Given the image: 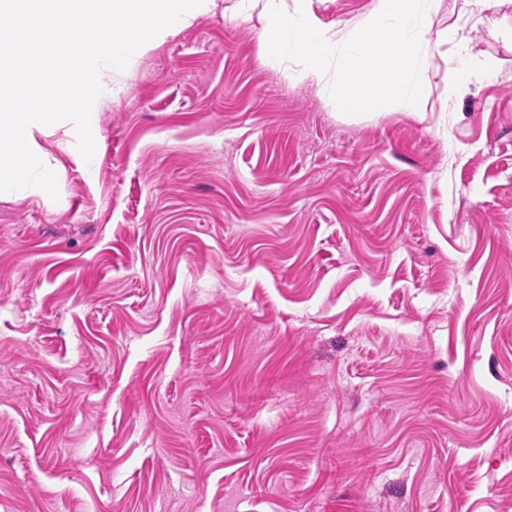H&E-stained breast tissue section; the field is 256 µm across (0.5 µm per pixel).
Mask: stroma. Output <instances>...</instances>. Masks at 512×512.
<instances>
[{"label":"stroma","instance_id":"obj_1","mask_svg":"<svg viewBox=\"0 0 512 512\" xmlns=\"http://www.w3.org/2000/svg\"><path fill=\"white\" fill-rule=\"evenodd\" d=\"M235 2L0 197V512H512V0L457 97L441 0L420 115L286 83ZM495 72L493 62L480 58L466 45L455 58L448 61V94L456 96L467 90L473 81L491 79Z\"/></svg>","mask_w":512,"mask_h":512}]
</instances>
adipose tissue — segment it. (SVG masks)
<instances>
[{
    "mask_svg": "<svg viewBox=\"0 0 512 512\" xmlns=\"http://www.w3.org/2000/svg\"><path fill=\"white\" fill-rule=\"evenodd\" d=\"M439 0H377L351 41L338 39L313 8V0H238L237 11L257 20L260 54L277 61L289 84L317 87L345 112L368 114L400 101L414 113L428 101L430 41ZM493 62L463 48L448 62V93L494 77Z\"/></svg>",
    "mask_w": 512,
    "mask_h": 512,
    "instance_id": "adipose-tissue-1",
    "label": "adipose tissue"
}]
</instances>
